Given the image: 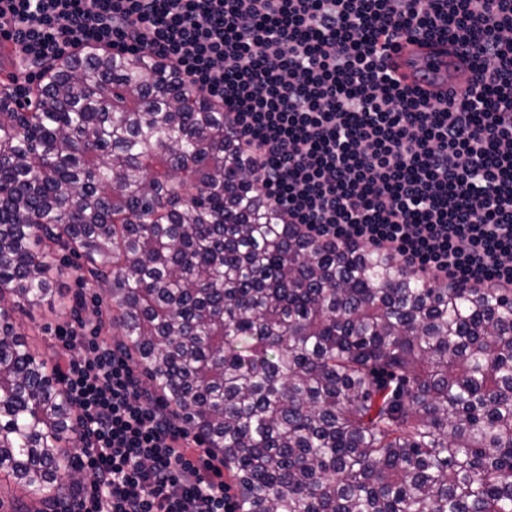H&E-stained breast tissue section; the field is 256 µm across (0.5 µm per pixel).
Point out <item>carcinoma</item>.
<instances>
[{
    "instance_id": "obj_1",
    "label": "carcinoma",
    "mask_w": 512,
    "mask_h": 512,
    "mask_svg": "<svg viewBox=\"0 0 512 512\" xmlns=\"http://www.w3.org/2000/svg\"><path fill=\"white\" fill-rule=\"evenodd\" d=\"M250 166L150 57L74 53L30 104L0 86V482L39 504L14 512L79 472L56 365L9 323L54 304L59 251L242 512H512V289L310 241Z\"/></svg>"
}]
</instances>
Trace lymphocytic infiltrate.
Segmentation results:
<instances>
[{"label": "lymphocytic infiltrate", "instance_id": "1", "mask_svg": "<svg viewBox=\"0 0 512 512\" xmlns=\"http://www.w3.org/2000/svg\"><path fill=\"white\" fill-rule=\"evenodd\" d=\"M403 36L450 43L465 90L401 85L387 56ZM1 37L28 66L91 46L170 64L223 107L259 191L308 239L512 288V0H0ZM105 330L61 338L91 480L59 512H239L223 460Z\"/></svg>", "mask_w": 512, "mask_h": 512}]
</instances>
